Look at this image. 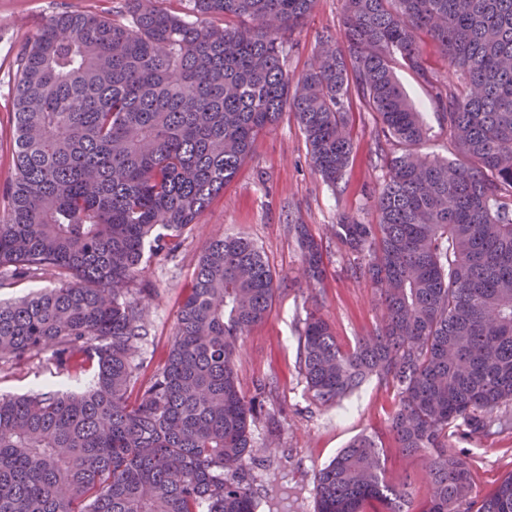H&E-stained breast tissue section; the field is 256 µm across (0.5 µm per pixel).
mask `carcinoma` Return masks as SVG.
<instances>
[{
	"label": "carcinoma",
	"mask_w": 512,
	"mask_h": 512,
	"mask_svg": "<svg viewBox=\"0 0 512 512\" xmlns=\"http://www.w3.org/2000/svg\"><path fill=\"white\" fill-rule=\"evenodd\" d=\"M127 0L116 19L64 8L21 49L14 85L15 178L0 189V268L58 284L0 302V354L51 353L89 389L0 396V512H256L251 423L239 388L250 329L277 279L250 239L203 246L167 358L140 377L153 295L130 285L147 253L175 255L260 135L288 109L313 169L342 179L352 104L374 114L386 176L378 223L331 225L364 271L380 321L343 347L308 313L299 364L314 402L334 406L374 378L396 392L397 448L427 458L422 512H512V474L473 494L450 439L484 436L512 407V0H344L336 33L299 77L288 38L316 0ZM224 19L221 27L206 18ZM430 38L448 62L428 67ZM406 69L435 89L460 158L424 151ZM298 275L323 281L321 245L294 225ZM360 435L316 476L317 512H408V483Z\"/></svg>",
	"instance_id": "cac0c4a2"
}]
</instances>
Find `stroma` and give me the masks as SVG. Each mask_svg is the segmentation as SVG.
<instances>
[{
  "instance_id": "1",
  "label": "stroma",
  "mask_w": 512,
  "mask_h": 512,
  "mask_svg": "<svg viewBox=\"0 0 512 512\" xmlns=\"http://www.w3.org/2000/svg\"><path fill=\"white\" fill-rule=\"evenodd\" d=\"M71 6L101 15L124 11L126 0H0V43L10 53L0 54V188L15 174L12 122L16 50L35 33L45 17ZM342 0H317L306 23L295 30L288 44L286 68L301 75L313 59L323 32L336 30ZM397 76L431 128L425 146L428 153L455 159L426 86L405 70ZM353 151L342 180L331 187L310 164L304 137L293 113L265 132L222 194L211 204L199 224L192 227L175 258L150 257L139 285L151 289L153 302L147 316V334L138 343L142 377L161 367L176 331L178 304L191 282L204 243L214 234L241 235L253 240L279 277L274 308L243 340V356L237 364L240 387L246 396H264V409L253 426L257 445H271L270 454L252 461L257 479L277 476L288 512H316L315 478L341 448L354 437L379 435L387 449V477L396 482L411 475L410 507L417 512L430 495L425 464L400 453L387 430L395 404L392 389L369 382L340 405L314 403L299 369V336L308 312L320 308L342 344L353 345L377 323L380 311L362 274L353 273L330 232L340 216H355L373 224L377 213L373 200L380 191L385 170L378 148L372 113L353 109L350 114ZM307 225L321 244L326 274L316 289L298 279L301 248L295 225ZM88 376L59 371L50 353L32 354L25 365L15 367L8 356L0 357V395L23 394L48 384L73 391L83 390ZM466 458L477 494L492 490L512 474V427L493 426L490 433L454 444Z\"/></svg>"
}]
</instances>
